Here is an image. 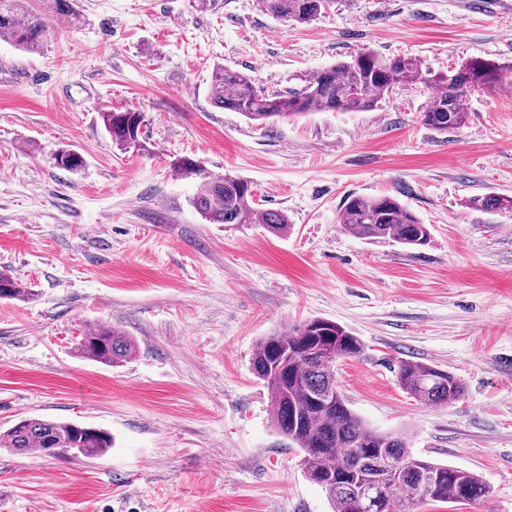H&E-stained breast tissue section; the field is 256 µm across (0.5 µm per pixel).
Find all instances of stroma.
<instances>
[{
  "instance_id": "stroma-1",
  "label": "stroma",
  "mask_w": 512,
  "mask_h": 512,
  "mask_svg": "<svg viewBox=\"0 0 512 512\" xmlns=\"http://www.w3.org/2000/svg\"><path fill=\"white\" fill-rule=\"evenodd\" d=\"M37 53L0 39V271L32 289L0 299V431L22 418L109 431L87 459L0 448V512H331L273 424L252 371L264 337L312 318L365 345L336 377L370 428L413 454L478 473L473 503L412 512H512V216L468 208L512 196V92L475 93L463 128L421 121L431 90L403 86L366 112L270 124L216 108L224 66L271 90L369 52L438 71L512 63L506 0H334L290 24L257 0H74ZM144 115V149L113 144L100 109ZM60 148L83 170L55 166ZM202 161L250 182L259 224H210L191 205ZM398 198L428 224L408 248L346 232L349 196ZM97 324L134 340L117 367L79 358ZM412 360L464 396L438 408L399 386Z\"/></svg>"
}]
</instances>
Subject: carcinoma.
Returning a JSON list of instances; mask_svg holds the SVG:
<instances>
[{
    "label": "carcinoma",
    "instance_id": "cac0c4a2",
    "mask_svg": "<svg viewBox=\"0 0 512 512\" xmlns=\"http://www.w3.org/2000/svg\"><path fill=\"white\" fill-rule=\"evenodd\" d=\"M268 14L285 22L308 24L333 0H258ZM50 25L45 12L26 0H0V38L17 49L34 53L43 48ZM502 81L501 67L481 57L470 58L445 72L424 69L413 58L396 56L385 62L370 53L331 64L315 72L299 87L269 91L257 79L222 66L211 74L210 93L215 107L239 112L251 121L274 122L310 112H363L375 109L399 85L421 84L433 91L421 114L424 125L446 134L461 129L467 119L463 102L473 89L487 91ZM113 143L127 149L141 145L143 115L136 111L101 113ZM55 165L78 172L83 156L73 149L53 154ZM181 175L200 183L192 206L209 224H261L274 235L290 229L281 210L252 206L248 181L226 175L217 179L199 162L183 158L174 163ZM485 211L512 213V197L487 194L468 201ZM345 231L364 239H389L418 248L430 242L431 232L417 215L391 196L346 199L341 215ZM27 289L0 272V299L22 300ZM364 343L344 326L313 318L263 338L252 358L254 373L268 388L278 432L303 452L306 477L325 492L332 512H355L361 488L383 472L382 462H410L396 472L398 488L410 498L419 496L418 484L428 479L429 499L439 502H473L488 495L480 475L414 455L401 433L370 429L348 407L336 382V362L359 356ZM75 351L85 360L115 366L136 353L134 340L113 326L98 324L78 341ZM403 390L423 405L447 406L464 395V385L450 372L405 360L397 368ZM75 449L84 458L99 457L112 447V436L99 428L71 421L24 418L0 434V447L44 453L48 441Z\"/></svg>",
    "mask_w": 512,
    "mask_h": 512
}]
</instances>
